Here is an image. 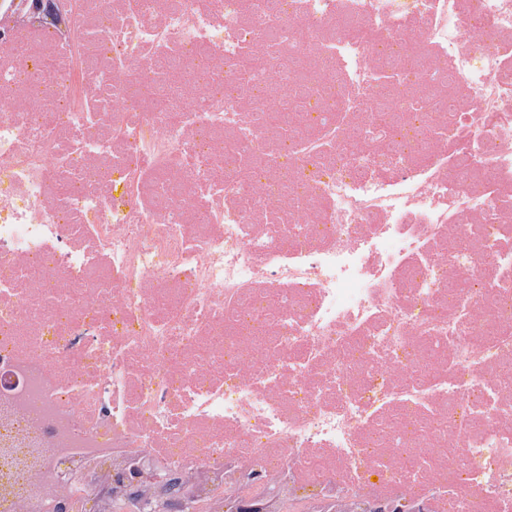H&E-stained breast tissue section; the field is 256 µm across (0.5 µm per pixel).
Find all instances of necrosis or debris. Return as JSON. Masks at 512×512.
<instances>
[{
    "mask_svg": "<svg viewBox=\"0 0 512 512\" xmlns=\"http://www.w3.org/2000/svg\"><path fill=\"white\" fill-rule=\"evenodd\" d=\"M46 7L0 0V448L38 452L0 512H512V0ZM276 27L301 133L230 175L225 116L283 92L235 65L273 68ZM413 47L454 111L385 125L372 76ZM153 467L177 496L116 482Z\"/></svg>",
    "mask_w": 512,
    "mask_h": 512,
    "instance_id": "1",
    "label": "necrosis or debris"
}]
</instances>
